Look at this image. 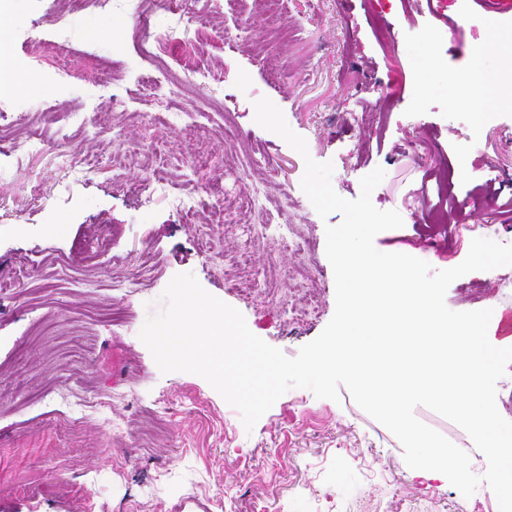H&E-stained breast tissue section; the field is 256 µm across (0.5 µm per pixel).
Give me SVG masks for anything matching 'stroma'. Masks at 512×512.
Returning a JSON list of instances; mask_svg holds the SVG:
<instances>
[{"instance_id":"stroma-1","label":"stroma","mask_w":512,"mask_h":512,"mask_svg":"<svg viewBox=\"0 0 512 512\" xmlns=\"http://www.w3.org/2000/svg\"><path fill=\"white\" fill-rule=\"evenodd\" d=\"M185 9L191 22L172 42L155 0H90L78 16L59 0H0L8 57L41 75L0 95V512H499L485 486L467 498L444 475L409 468L399 439L347 389L336 402L291 389L249 432L205 379L161 373L139 333L186 272L289 357L332 318L325 228L343 216L317 214L301 155L255 122L263 97L314 160L332 162L340 196L357 198L361 178L384 169L372 203L404 225L375 237L379 251L438 271L460 264L474 238L512 244V92L477 126L470 93L446 80L469 71L481 40L499 81L512 18L478 27L464 0ZM199 41L204 78L186 58ZM36 129L46 147L31 153ZM137 148L168 163L164 185L128 162ZM201 150L210 170L189 162ZM228 160L257 193L255 223L294 224L305 248L243 240L217 216L213 251L202 250L198 220L175 200L223 181ZM244 250L263 264L236 284L218 256ZM310 275L320 312L289 321ZM445 302L512 304V266L456 279ZM415 415L485 473L465 430L423 406Z\"/></svg>"}]
</instances>
